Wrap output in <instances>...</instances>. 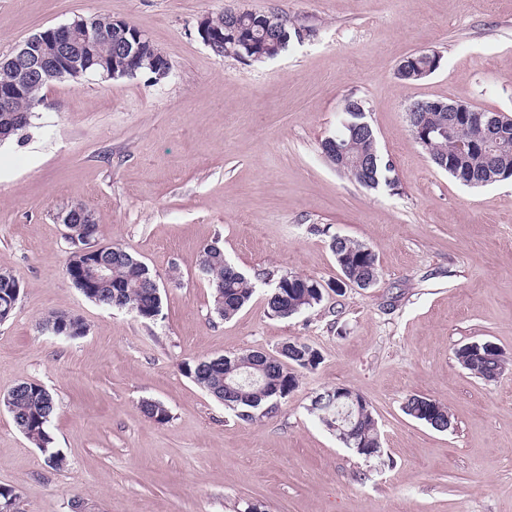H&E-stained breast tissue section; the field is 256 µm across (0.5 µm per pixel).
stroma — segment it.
<instances>
[{
    "mask_svg": "<svg viewBox=\"0 0 512 512\" xmlns=\"http://www.w3.org/2000/svg\"><path fill=\"white\" fill-rule=\"evenodd\" d=\"M229 9L275 10L308 33L265 62L220 57L197 21ZM98 16L144 31L171 71L54 83L24 137L0 144V271L22 284L0 323V396L24 381L48 388L63 458L50 465L0 407V486L19 512H512V179L462 185L407 122L418 100L512 116V0H0V57ZM420 51L438 68L399 80ZM350 97L366 104L393 186L365 189L321 153ZM78 203L100 244L156 273L159 317L104 308L69 280L59 217ZM334 234L375 251L376 285L333 291ZM213 241L245 272L315 277L322 302L276 318L260 283L237 316L217 318L199 269ZM51 311L81 318L85 335L43 330ZM288 339L321 361L268 416L241 420L183 370L273 355ZM484 341L506 360L491 382L456 359ZM336 387L372 409L378 458L312 413L316 393ZM414 395L446 407L452 428L406 415ZM146 399L168 421L148 418Z\"/></svg>",
    "mask_w": 512,
    "mask_h": 512,
    "instance_id": "obj_1",
    "label": "stroma"
}]
</instances>
